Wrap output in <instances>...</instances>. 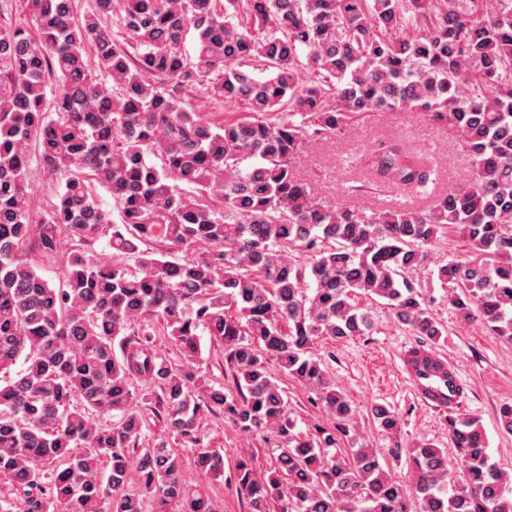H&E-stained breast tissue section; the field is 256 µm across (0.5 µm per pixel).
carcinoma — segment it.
<instances>
[{
	"instance_id": "1",
	"label": "carcinoma",
	"mask_w": 512,
	"mask_h": 512,
	"mask_svg": "<svg viewBox=\"0 0 512 512\" xmlns=\"http://www.w3.org/2000/svg\"><path fill=\"white\" fill-rule=\"evenodd\" d=\"M24 6L35 35L0 25V479L19 492L20 512H145L150 498L155 512H215L168 442L140 447L146 409L210 479L224 476V455L199 439L203 416L271 434L265 472L250 454L232 466L247 512H410L414 501L419 512H512V474L492 460L479 419L460 412V387L448 400V440L463 479L444 448L396 447L407 488L363 444L358 409L309 352L319 338L371 330L359 295L424 338L404 357L409 370L451 378L435 353L447 330L408 280L447 228L469 255L439 266L437 279L464 318L512 345V0ZM198 86L244 112L206 119L188 102ZM274 112L297 119L271 123ZM371 112H420L455 132L473 157L470 182L428 189L433 154L382 134L352 157L363 183L346 192L390 187L403 203L381 200L367 213L317 201L292 158ZM33 150L64 176L36 222ZM64 236H107L112 256L68 253L55 285L27 255L57 254ZM194 244L198 255L179 256ZM157 324L178 362L153 344ZM202 332L224 350L226 386L199 371ZM284 378L313 393L330 422L296 430ZM367 416L400 434L390 407L374 403Z\"/></svg>"
}]
</instances>
